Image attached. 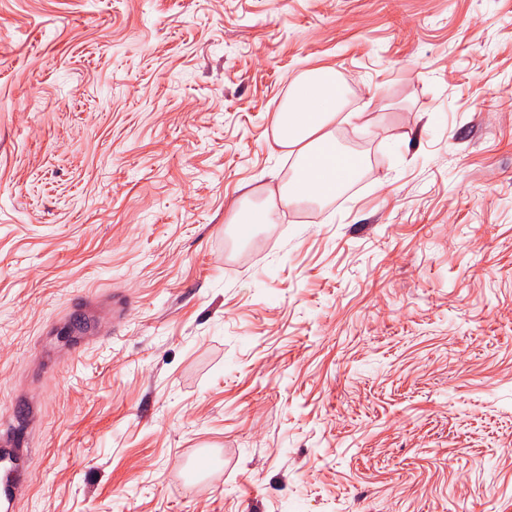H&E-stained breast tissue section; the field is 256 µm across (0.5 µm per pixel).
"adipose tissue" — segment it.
Listing matches in <instances>:
<instances>
[{"label":"adipose tissue","instance_id":"adipose-tissue-1","mask_svg":"<svg viewBox=\"0 0 512 512\" xmlns=\"http://www.w3.org/2000/svg\"><path fill=\"white\" fill-rule=\"evenodd\" d=\"M349 94L331 66L309 69L294 81L272 123L274 143L295 153L297 162L280 190L281 203L323 202L362 174L360 160L336 144V118Z\"/></svg>","mask_w":512,"mask_h":512}]
</instances>
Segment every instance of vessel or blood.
Instances as JSON below:
<instances>
[{
  "instance_id": "obj_1",
  "label": "vessel or blood",
  "mask_w": 512,
  "mask_h": 512,
  "mask_svg": "<svg viewBox=\"0 0 512 512\" xmlns=\"http://www.w3.org/2000/svg\"><path fill=\"white\" fill-rule=\"evenodd\" d=\"M127 308L128 300L119 292L104 301L84 296L82 312L87 325L82 332L83 342L110 336L122 325ZM45 389L41 383L18 396L15 407L22 415L20 421L0 422V512H24L30 494L31 438L38 425Z\"/></svg>"
}]
</instances>
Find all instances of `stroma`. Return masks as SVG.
<instances>
[{"instance_id": "stroma-1", "label": "stroma", "mask_w": 512, "mask_h": 512, "mask_svg": "<svg viewBox=\"0 0 512 512\" xmlns=\"http://www.w3.org/2000/svg\"><path fill=\"white\" fill-rule=\"evenodd\" d=\"M319 65L368 174L240 246ZM43 364L29 512H512V0H0V420ZM248 201V195L238 199L232 206L231 217L227 221L228 224H236L238 237L243 244L249 241L256 226L273 223L271 208L249 206ZM82 312L87 321L82 332V344L103 339L120 328L124 322L128 308L126 296L120 292H113L107 300H99L85 295L82 302Z\"/></svg>"}]
</instances>
